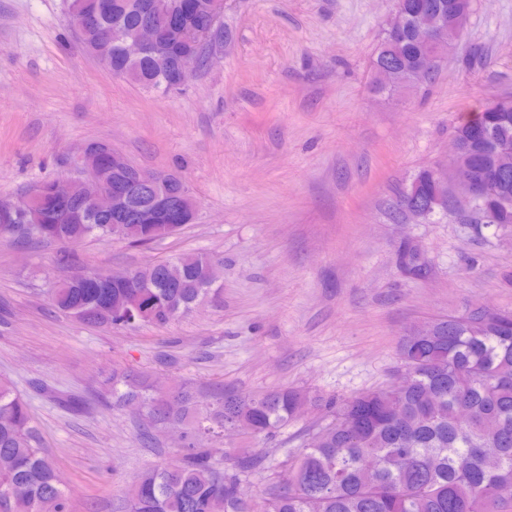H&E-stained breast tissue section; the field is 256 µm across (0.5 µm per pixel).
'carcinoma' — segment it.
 Instances as JSON below:
<instances>
[{"label": "carcinoma", "mask_w": 512, "mask_h": 512, "mask_svg": "<svg viewBox=\"0 0 512 512\" xmlns=\"http://www.w3.org/2000/svg\"><path fill=\"white\" fill-rule=\"evenodd\" d=\"M70 0L71 18L81 22L84 49L112 74L154 91L176 83V60L196 50L185 31L205 28L221 8L216 0ZM410 21L384 34L374 70L390 69L397 83L375 78L374 89L410 85L416 67L432 53L412 21L421 6L436 23L452 24L470 12L472 0H398ZM184 14L174 27L169 17ZM143 25L155 35L152 49L131 56L125 45ZM487 131V145L471 141V127ZM454 136L462 145L456 166L493 165L500 144L512 146V107L483 109L461 121ZM437 170H420L402 192L400 204H429L437 191ZM153 193L137 187L130 200L133 217L122 224L95 210L76 190L62 191L60 209L44 215L33 230L14 233L63 246L59 260L78 266L81 279L45 296L58 312L105 328L143 324L165 326L215 293L213 276L223 261L201 253L146 265L101 286L89 279L78 247L88 238L148 244L168 237L134 215L150 209ZM483 210L501 213L479 230L512 233V175L485 198ZM127 308L114 315L99 306L102 297ZM405 380L350 397L325 401L330 423L311 437L298 457L283 462L264 495L245 489L248 475L264 462L261 454L224 452L216 458L198 447L200 434L223 440L224 431L272 437L294 419L302 405L322 398L281 387L267 393L226 391L202 398L188 386L164 396L152 394L133 375L117 370L116 401H139L155 424L180 425L188 435L177 462L140 472L123 499L121 512H512V311L469 309L413 328L398 349ZM0 512H71L48 454L31 425L26 402L14 384L0 378Z\"/></svg>", "instance_id": "cac0c4a2"}]
</instances>
